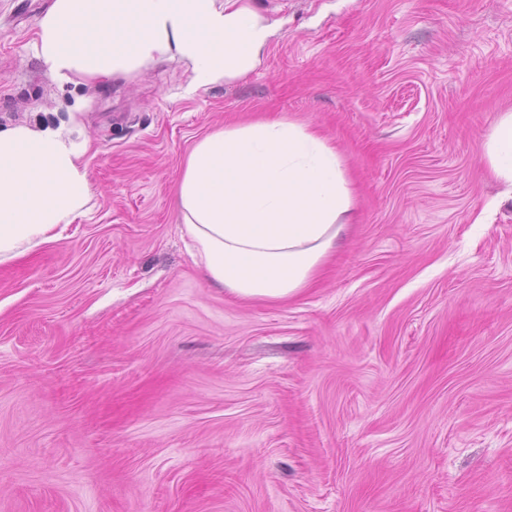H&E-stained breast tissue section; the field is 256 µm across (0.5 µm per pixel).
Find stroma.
<instances>
[{
	"label": "stroma",
	"instance_id": "35a3bbf8",
	"mask_svg": "<svg viewBox=\"0 0 512 512\" xmlns=\"http://www.w3.org/2000/svg\"><path fill=\"white\" fill-rule=\"evenodd\" d=\"M246 77L156 59L56 82L51 0H0V127L67 122L89 198L0 265V512H512V0H250ZM260 112L348 162L311 288L209 283L175 205L198 138ZM483 159L494 179L512 186V110L499 113L486 131Z\"/></svg>",
	"mask_w": 512,
	"mask_h": 512
}]
</instances>
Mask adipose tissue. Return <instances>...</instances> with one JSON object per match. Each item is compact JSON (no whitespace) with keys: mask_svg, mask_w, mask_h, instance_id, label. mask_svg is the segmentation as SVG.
I'll list each match as a JSON object with an SVG mask.
<instances>
[{"mask_svg":"<svg viewBox=\"0 0 512 512\" xmlns=\"http://www.w3.org/2000/svg\"><path fill=\"white\" fill-rule=\"evenodd\" d=\"M40 58L55 80L98 82L176 54L192 87L245 77L271 27L248 0H52ZM84 149L63 128L0 129V263L59 239L89 196ZM494 179L512 186V110L483 137ZM176 205L206 279L250 301H284L311 286L354 220L347 163L300 120L261 116L191 148Z\"/></svg>","mask_w":512,"mask_h":512,"instance_id":"ef3b65f1","label":"adipose tissue"}]
</instances>
